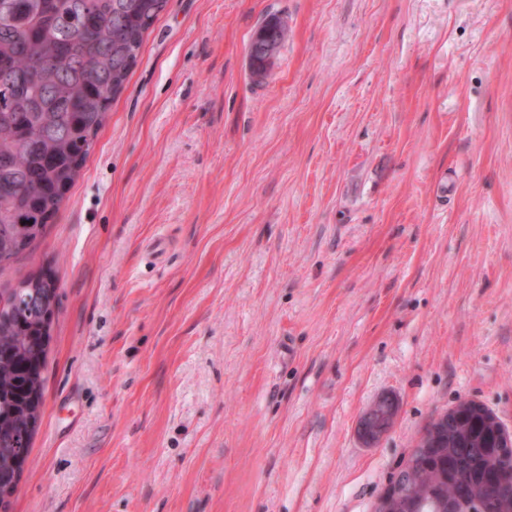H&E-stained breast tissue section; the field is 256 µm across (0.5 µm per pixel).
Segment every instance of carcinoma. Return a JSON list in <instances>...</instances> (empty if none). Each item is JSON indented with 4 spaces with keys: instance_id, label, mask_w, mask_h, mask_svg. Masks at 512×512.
Listing matches in <instances>:
<instances>
[{
    "instance_id": "carcinoma-1",
    "label": "carcinoma",
    "mask_w": 512,
    "mask_h": 512,
    "mask_svg": "<svg viewBox=\"0 0 512 512\" xmlns=\"http://www.w3.org/2000/svg\"><path fill=\"white\" fill-rule=\"evenodd\" d=\"M168 0H0V267L43 238L89 155L108 109L137 64L145 34ZM277 15L253 32L252 76L283 45ZM45 276L0 293V469L26 463L44 398L48 312ZM386 512H512V448L483 417L463 411L448 434L416 452Z\"/></svg>"
}]
</instances>
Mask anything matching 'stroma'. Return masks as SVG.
<instances>
[{
  "mask_svg": "<svg viewBox=\"0 0 512 512\" xmlns=\"http://www.w3.org/2000/svg\"><path fill=\"white\" fill-rule=\"evenodd\" d=\"M38 273L9 512H373L439 410L512 427V0H168ZM288 32V21L281 16L273 15L264 20L251 35L250 40L254 38L252 43L254 48V54H252L254 60L252 76L255 77L258 83L262 82L268 76L277 57L276 55L272 61L265 62V57L262 54L263 47L268 42H272L274 44L267 45L265 51L267 54L275 53V44L281 47L288 38ZM398 404L391 397H383L374 402L358 422L357 433L362 442L372 447L376 445L394 423Z\"/></svg>",
  "mask_w": 512,
  "mask_h": 512,
  "instance_id": "stroma-1",
  "label": "stroma"
}]
</instances>
